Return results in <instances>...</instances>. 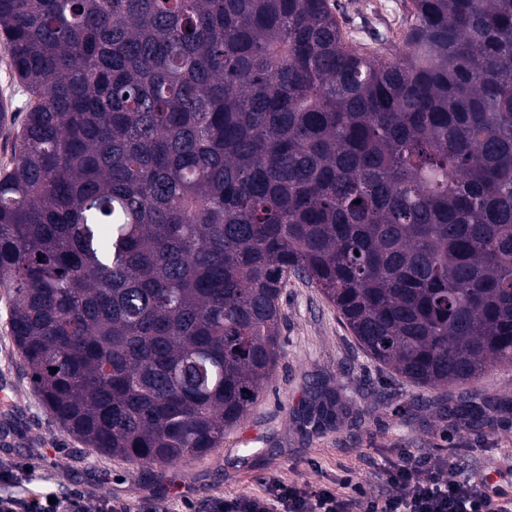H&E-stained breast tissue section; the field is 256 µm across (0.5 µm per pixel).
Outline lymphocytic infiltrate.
I'll list each match as a JSON object with an SVG mask.
<instances>
[{"label": "lymphocytic infiltrate", "mask_w": 512, "mask_h": 512, "mask_svg": "<svg viewBox=\"0 0 512 512\" xmlns=\"http://www.w3.org/2000/svg\"><path fill=\"white\" fill-rule=\"evenodd\" d=\"M378 477L383 488L374 494L349 473L316 488L276 480L262 495L216 499L211 512H512L511 495L462 477L450 459L404 450Z\"/></svg>", "instance_id": "obj_1"}]
</instances>
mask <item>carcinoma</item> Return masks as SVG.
<instances>
[{
    "mask_svg": "<svg viewBox=\"0 0 512 512\" xmlns=\"http://www.w3.org/2000/svg\"><path fill=\"white\" fill-rule=\"evenodd\" d=\"M406 10L372 44L336 0H0L29 96L19 126L0 100V284L64 431L163 467L219 447L292 277L417 388L512 367V0ZM348 411L314 389L310 418Z\"/></svg>",
    "mask_w": 512,
    "mask_h": 512,
    "instance_id": "1",
    "label": "carcinoma"
}]
</instances>
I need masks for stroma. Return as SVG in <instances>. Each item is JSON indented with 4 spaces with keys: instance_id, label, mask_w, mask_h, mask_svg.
Instances as JSON below:
<instances>
[{
    "instance_id": "stroma-1",
    "label": "stroma",
    "mask_w": 512,
    "mask_h": 512,
    "mask_svg": "<svg viewBox=\"0 0 512 512\" xmlns=\"http://www.w3.org/2000/svg\"><path fill=\"white\" fill-rule=\"evenodd\" d=\"M404 0H382L377 14L338 0L351 36L396 37ZM9 294L0 287V495L26 500L107 496L118 512H209L212 499L259 494L273 480L328 485L352 470L377 491L375 467L404 449L444 458L465 475L492 474L512 457V405L472 427L448 410L461 401L512 402V368L445 389H417L369 358L319 288L290 280L282 300L284 353L247 417L205 456L146 467L86 447L67 435L32 391L8 329ZM338 390L353 411L331 426L305 421L314 384Z\"/></svg>"
}]
</instances>
